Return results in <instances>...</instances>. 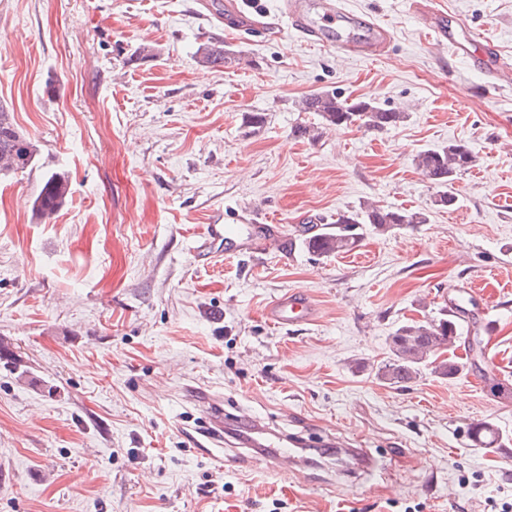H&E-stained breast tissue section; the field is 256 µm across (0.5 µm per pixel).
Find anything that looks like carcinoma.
Here are the masks:
<instances>
[{"instance_id":"obj_1","label":"carcinoma","mask_w":512,"mask_h":512,"mask_svg":"<svg viewBox=\"0 0 512 512\" xmlns=\"http://www.w3.org/2000/svg\"><path fill=\"white\" fill-rule=\"evenodd\" d=\"M198 64L205 69H217L226 65L252 64L240 54L224 48V42L214 41L201 45L197 50ZM301 112H311L316 121L296 127L298 137L316 139L326 127L357 125L368 131L384 132L404 122L406 113L393 109H382L368 101L349 103L333 93L322 92L303 98L298 103ZM37 146L17 127L14 117L0 106V169L10 170L15 157H26L35 161ZM415 165L437 186V199L453 195L451 190L455 176L470 169L474 157L468 149L458 143L419 152L414 158ZM69 184L65 176L53 173L47 177L33 201V210L43 219H49L65 203ZM426 223L425 215L405 208L384 207L365 202L359 210L340 215L331 231L314 233L305 239L313 254L328 258L346 253L364 238L368 225L384 231L394 225L414 226ZM458 336L457 324L448 319V310L439 316L423 321L401 324L390 337V356L378 367V376L387 383L404 386L421 374V369L431 366L433 373L451 377L461 370V363L442 358ZM470 436L486 448L492 447L500 433L489 421H476L469 427Z\"/></svg>"}]
</instances>
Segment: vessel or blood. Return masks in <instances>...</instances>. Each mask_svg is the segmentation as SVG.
<instances>
[{"instance_id": "vessel-or-blood-1", "label": "vessel or blood", "mask_w": 512, "mask_h": 512, "mask_svg": "<svg viewBox=\"0 0 512 512\" xmlns=\"http://www.w3.org/2000/svg\"><path fill=\"white\" fill-rule=\"evenodd\" d=\"M317 16H310L307 0H284L283 14L289 28L311 45L336 50L355 57H374L388 39V31L372 26L371 36L360 38L348 34L351 15L342 0H318ZM411 11L432 31L437 43H448L458 55L476 70H486L500 85H512V62L503 58L496 45L475 31L460 17H448L424 0H410ZM281 227L264 221L249 224H208L193 251L195 258L208 261L222 255L233 258L241 254L257 253L280 237ZM266 316L271 323L282 327L295 320L313 322L318 307L311 295L292 291L273 299L267 305ZM448 313L458 318L479 317L487 320L488 308L477 307L468 287H458L448 295Z\"/></svg>"}]
</instances>
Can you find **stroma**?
I'll return each mask as SVG.
<instances>
[{"label": "stroma", "instance_id": "35a3bbf8", "mask_svg": "<svg viewBox=\"0 0 512 512\" xmlns=\"http://www.w3.org/2000/svg\"><path fill=\"white\" fill-rule=\"evenodd\" d=\"M389 31L384 53L341 60L288 29L247 35L204 0H0V106L38 146L0 175V512H491L512 501V89H494L407 0H343ZM512 60V0H434ZM221 40L249 65L205 69ZM153 57L138 60L140 46ZM322 91L406 112L295 136ZM265 114L258 129L249 113ZM463 143L475 163L455 207L417 169ZM71 194L48 220V175ZM424 212L369 228L329 258L305 230L361 204ZM277 218L282 249L206 264L204 225ZM479 286L495 320L462 332L463 368L390 385L395 329ZM303 290L319 313L277 327L264 309ZM208 394L317 448L327 435L370 467L271 469L265 448L205 443ZM476 420L504 436L475 445ZM238 464L224 468L221 456ZM69 194V184L65 176L52 173L47 177L33 201V210L43 219H49L65 203Z\"/></svg>", "mask_w": 512, "mask_h": 512}]
</instances>
